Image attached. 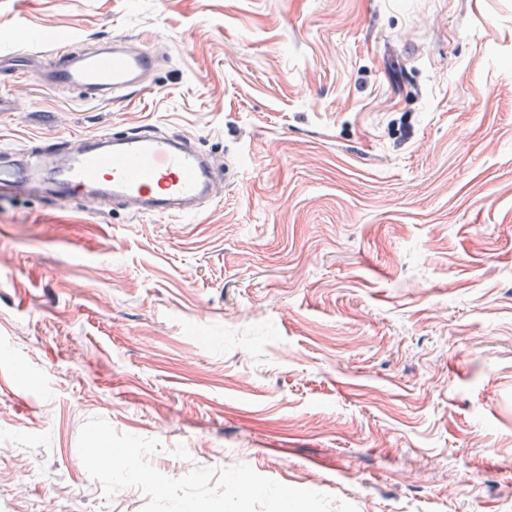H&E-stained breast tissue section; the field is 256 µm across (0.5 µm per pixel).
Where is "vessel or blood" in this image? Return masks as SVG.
Returning <instances> with one entry per match:
<instances>
[{"instance_id":"obj_1","label":"vessel or blood","mask_w":512,"mask_h":512,"mask_svg":"<svg viewBox=\"0 0 512 512\" xmlns=\"http://www.w3.org/2000/svg\"><path fill=\"white\" fill-rule=\"evenodd\" d=\"M156 69L150 50L128 52L121 39L81 52L57 51L43 66L22 65L50 88L66 87L101 100L144 86ZM222 171L182 134L144 126L90 139L43 142L31 165L0 160V197L34 190L49 199L98 196L140 217L201 213Z\"/></svg>"}]
</instances>
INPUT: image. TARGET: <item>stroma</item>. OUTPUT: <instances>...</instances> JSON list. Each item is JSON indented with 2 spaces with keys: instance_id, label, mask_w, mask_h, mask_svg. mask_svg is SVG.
Here are the masks:
<instances>
[{
  "instance_id": "1",
  "label": "stroma",
  "mask_w": 512,
  "mask_h": 512,
  "mask_svg": "<svg viewBox=\"0 0 512 512\" xmlns=\"http://www.w3.org/2000/svg\"><path fill=\"white\" fill-rule=\"evenodd\" d=\"M113 35L121 98L11 75ZM0 93L14 162L152 125L229 170L192 219L0 202V512H142L91 417L171 478L512 512V0H0Z\"/></svg>"
}]
</instances>
